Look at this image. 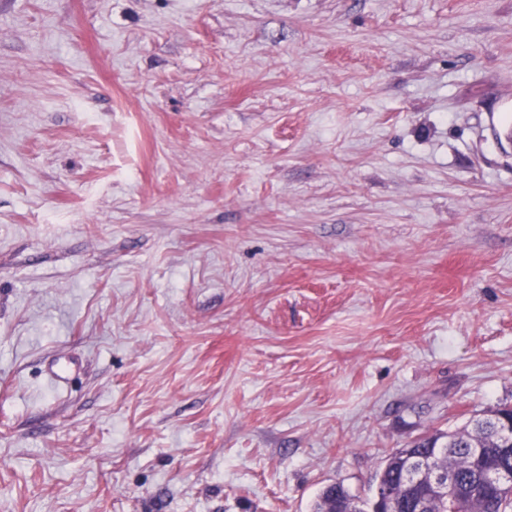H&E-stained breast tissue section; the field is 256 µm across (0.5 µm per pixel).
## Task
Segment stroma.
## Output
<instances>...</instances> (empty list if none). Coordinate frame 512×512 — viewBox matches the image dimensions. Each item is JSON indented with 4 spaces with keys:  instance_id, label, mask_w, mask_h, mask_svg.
<instances>
[{
    "instance_id": "stroma-1",
    "label": "stroma",
    "mask_w": 512,
    "mask_h": 512,
    "mask_svg": "<svg viewBox=\"0 0 512 512\" xmlns=\"http://www.w3.org/2000/svg\"><path fill=\"white\" fill-rule=\"evenodd\" d=\"M511 117L512 0H0V512H313L512 405ZM75 366V362L69 357H57L49 366V376L47 381L50 387L60 392L64 390V385L69 379V373Z\"/></svg>"
}]
</instances>
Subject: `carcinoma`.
<instances>
[{
	"label": "carcinoma",
	"mask_w": 512,
	"mask_h": 512,
	"mask_svg": "<svg viewBox=\"0 0 512 512\" xmlns=\"http://www.w3.org/2000/svg\"><path fill=\"white\" fill-rule=\"evenodd\" d=\"M512 419V407L503 406L487 414L471 419L465 426L454 432H439L413 442L411 452L426 459L434 469H446L457 479L463 490L464 505L461 509H475L477 512H512V489L502 491L493 488L488 482L469 448L467 438L474 437L491 442L497 436L498 428L504 421ZM405 449L392 453L373 481L388 482L397 488L393 503L382 512H417L418 496L415 490L407 486L402 470L395 466V459ZM332 506L340 512L351 507L358 512H377L374 498H361L352 494L342 483H330L323 487L314 506V512H321Z\"/></svg>",
	"instance_id": "obj_1"
}]
</instances>
